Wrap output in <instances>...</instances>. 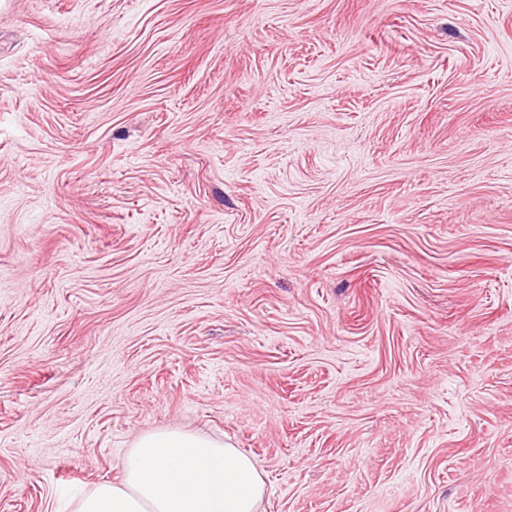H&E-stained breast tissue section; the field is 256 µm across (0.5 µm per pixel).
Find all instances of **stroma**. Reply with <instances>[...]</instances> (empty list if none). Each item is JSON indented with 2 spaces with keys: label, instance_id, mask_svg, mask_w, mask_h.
Returning <instances> with one entry per match:
<instances>
[{
  "label": "stroma",
  "instance_id": "35a3bbf8",
  "mask_svg": "<svg viewBox=\"0 0 512 512\" xmlns=\"http://www.w3.org/2000/svg\"><path fill=\"white\" fill-rule=\"evenodd\" d=\"M165 427L512 512V0H0V512Z\"/></svg>",
  "mask_w": 512,
  "mask_h": 512
}]
</instances>
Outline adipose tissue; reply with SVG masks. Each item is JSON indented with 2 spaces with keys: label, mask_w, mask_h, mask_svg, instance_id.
<instances>
[{
  "label": "adipose tissue",
  "mask_w": 512,
  "mask_h": 512,
  "mask_svg": "<svg viewBox=\"0 0 512 512\" xmlns=\"http://www.w3.org/2000/svg\"><path fill=\"white\" fill-rule=\"evenodd\" d=\"M265 480L250 455L178 428L139 436L121 483H100L70 512H258Z\"/></svg>",
  "instance_id": "obj_1"
}]
</instances>
